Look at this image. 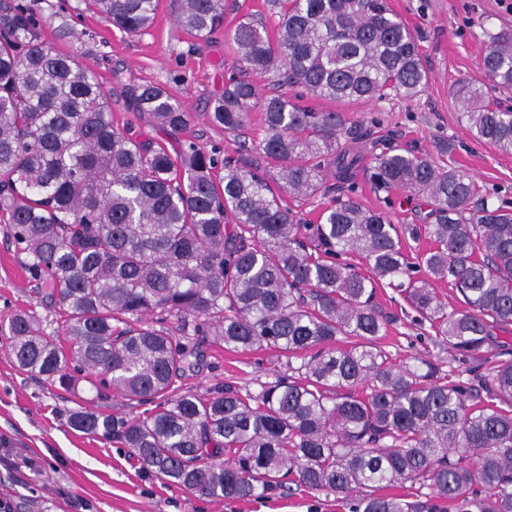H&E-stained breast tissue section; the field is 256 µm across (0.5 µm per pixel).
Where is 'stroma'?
<instances>
[{"instance_id":"1","label":"stroma","mask_w":512,"mask_h":512,"mask_svg":"<svg viewBox=\"0 0 512 512\" xmlns=\"http://www.w3.org/2000/svg\"><path fill=\"white\" fill-rule=\"evenodd\" d=\"M43 19V35L57 52L74 56L98 80L117 128H130L134 138L166 142L172 149L191 140L217 159L249 156L245 144L264 135L253 120L245 137L224 133L207 118L211 99L224 90L230 72L239 68L235 45L225 32L247 16L264 17L268 32L276 26L265 0H228L224 28L201 41L175 21L176 0H159L151 29L133 36L113 28L83 0H26ZM391 8L417 40L430 79L420 96L395 97L351 105L368 119L362 152L386 145L414 146L438 164L465 169L484 187L489 202L512 201V153L475 139L461 118L453 89L458 80L483 79L485 32L512 29V0H389ZM165 86L194 121L183 133L169 135L151 121L133 116L129 88ZM354 181L360 202L384 210L393 223H430V207L405 190L375 192L363 171ZM34 310L46 331L56 325L37 285L20 266L0 218V325L21 310ZM276 352L212 350L204 362L182 379L183 389L202 393L215 384L233 382L253 390L258 382L284 371ZM104 411L131 417L137 406L117 395L97 397L88 382L78 394L67 393L20 372L0 335V504L11 512H345L335 497L306 491L278 499L201 500L163 484L144 470L128 449L74 430L62 411L74 396Z\"/></svg>"}]
</instances>
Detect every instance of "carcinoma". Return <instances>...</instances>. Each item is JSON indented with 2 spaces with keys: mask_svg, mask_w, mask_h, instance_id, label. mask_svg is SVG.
Listing matches in <instances>:
<instances>
[{
  "mask_svg": "<svg viewBox=\"0 0 512 512\" xmlns=\"http://www.w3.org/2000/svg\"><path fill=\"white\" fill-rule=\"evenodd\" d=\"M90 4L141 35L158 0ZM268 7L276 39L261 19L227 31L242 66L208 119L238 135L261 112L256 151L275 174L114 127L91 72L44 41L24 0H0V211L62 336L32 311L0 332L20 370L66 391L84 377L99 396L147 406L127 418L78 402L68 421L195 497L272 499L296 487L348 512H512V345L497 340L512 332V203H488L472 175L414 148L351 150L362 115L260 96L254 77L272 70L337 102L422 94L428 72L387 0ZM176 22L205 40L224 24V0H177ZM486 39L489 83L463 81L455 99L476 139L511 152L512 111L490 91L512 89V30ZM128 94L168 134L191 124L159 84ZM362 163L375 191L424 196L433 221L400 229L365 207L353 181ZM284 193L330 200L319 223L303 224ZM403 234L432 246L411 260ZM445 280L463 307L437 297L432 282ZM380 286L448 361H394L380 343L395 322L375 301ZM210 347L275 350L286 370L254 392L181 390ZM408 485L410 497L381 493Z\"/></svg>",
  "mask_w": 512,
  "mask_h": 512,
  "instance_id": "obj_1",
  "label": "carcinoma"
}]
</instances>
